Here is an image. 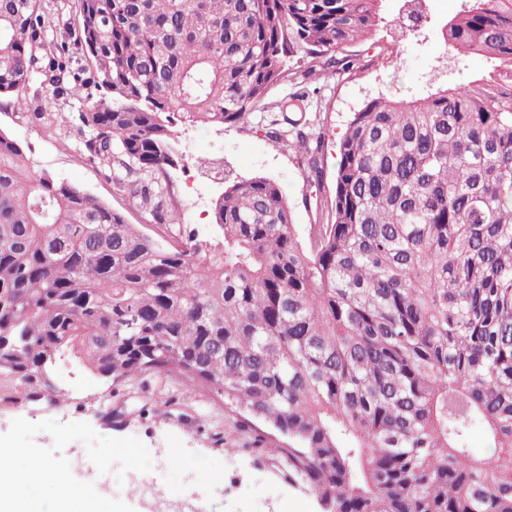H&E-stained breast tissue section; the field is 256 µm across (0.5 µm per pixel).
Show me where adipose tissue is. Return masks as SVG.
I'll use <instances>...</instances> for the list:
<instances>
[{"mask_svg": "<svg viewBox=\"0 0 512 512\" xmlns=\"http://www.w3.org/2000/svg\"><path fill=\"white\" fill-rule=\"evenodd\" d=\"M5 461L0 464V512H112L111 498L106 493L91 494L73 477L64 463L33 460L28 469L17 466L19 449L0 452ZM35 481L53 489L55 496L48 502L36 498L20 499L10 495L13 486Z\"/></svg>", "mask_w": 512, "mask_h": 512, "instance_id": "1", "label": "adipose tissue"}]
</instances>
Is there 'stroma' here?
<instances>
[{
    "instance_id": "35a3bbf8",
    "label": "stroma",
    "mask_w": 512,
    "mask_h": 512,
    "mask_svg": "<svg viewBox=\"0 0 512 512\" xmlns=\"http://www.w3.org/2000/svg\"><path fill=\"white\" fill-rule=\"evenodd\" d=\"M460 5L461 0H431L427 20L401 40L395 23L403 0H385L388 24L376 34L373 60L341 80L318 78L321 185L308 182L295 153L266 135L259 121L180 127V163L172 177L186 223L201 238L216 240L213 209L227 180L266 177L284 188L294 224L306 229L313 211L304 199L317 192L332 196L336 143L352 112L375 97L423 93L433 82L461 85L489 70L483 59L445 53L440 28ZM0 131L24 147L36 172L83 187L127 223L156 234V226L85 160L75 126L48 128L14 107L0 109ZM206 159L223 161V175L203 168ZM45 376L63 395L62 403L24 401L22 381L0 373V447L20 449L25 459L70 463L78 478L96 476L99 487L111 491L117 512H140L129 488L134 479L150 482V497L170 495L186 512H319L314 496L289 477L283 461L251 450L258 433L277 444L281 436L261 423H243L237 410L180 373L116 379L66 350L46 366Z\"/></svg>"
}]
</instances>
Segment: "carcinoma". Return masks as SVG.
<instances>
[{
  "mask_svg": "<svg viewBox=\"0 0 512 512\" xmlns=\"http://www.w3.org/2000/svg\"><path fill=\"white\" fill-rule=\"evenodd\" d=\"M383 2L76 0L60 39L55 0H0V104L45 122V93L77 101L86 160L167 236L33 171L0 131V371L27 401L65 349L115 377L177 371L288 440L255 451L321 512H512V0H462L441 26L495 75L351 113L307 237L265 177L228 183L215 242L174 199L178 126L247 124L285 82L363 69L346 49ZM306 96L267 134L318 183Z\"/></svg>",
  "mask_w": 512,
  "mask_h": 512,
  "instance_id": "cac0c4a2",
  "label": "carcinoma"
}]
</instances>
